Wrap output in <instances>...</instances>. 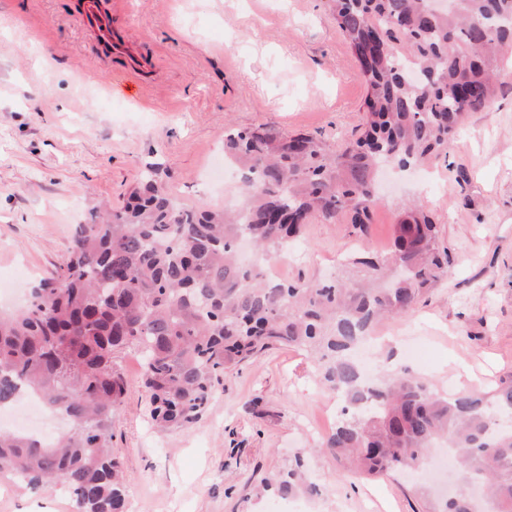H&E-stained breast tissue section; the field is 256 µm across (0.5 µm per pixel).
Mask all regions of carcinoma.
Segmentation results:
<instances>
[{"instance_id": "obj_1", "label": "carcinoma", "mask_w": 512, "mask_h": 512, "mask_svg": "<svg viewBox=\"0 0 512 512\" xmlns=\"http://www.w3.org/2000/svg\"><path fill=\"white\" fill-rule=\"evenodd\" d=\"M326 0L366 87L355 139L331 147L299 133L230 130L224 148L244 172L240 209L174 204L147 173L118 211L77 224L68 258L0 311V406L41 396L67 420L45 440L0 429V475L64 494L74 512H125L127 481L112 454V419L125 395L115 354L143 360L146 406L161 429L199 420L224 371L275 344L310 352L325 384L352 405L325 442L351 478L423 465L453 449L458 492L428 512H473L479 487L493 512H512V376L490 394L444 396L418 378L365 385L348 351L384 319L409 315L448 274L434 220L404 206L390 252L352 261L362 280L267 281L238 259L288 250L306 225L341 217L364 234L379 205L376 170H405L447 154L469 112L491 106L500 52L512 49V0ZM370 388L368 406L355 405Z\"/></svg>"}]
</instances>
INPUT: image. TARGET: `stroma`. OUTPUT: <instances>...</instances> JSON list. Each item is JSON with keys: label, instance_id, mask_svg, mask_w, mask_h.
<instances>
[{"label": "stroma", "instance_id": "35a3bbf8", "mask_svg": "<svg viewBox=\"0 0 512 512\" xmlns=\"http://www.w3.org/2000/svg\"><path fill=\"white\" fill-rule=\"evenodd\" d=\"M150 63L141 94L113 87L78 0H0V281L26 288L68 256L75 225L121 207L157 170L179 206L214 208L206 179L227 129L264 126L351 140L365 86L325 0H109ZM366 235L344 219L307 225L278 276L313 282L358 254L385 255L403 205L435 218L447 279L407 317L380 323L365 364L405 370L439 392L494 389L512 375V60L490 109L470 113L446 157L390 172ZM118 363L126 395L112 446L128 512H425L431 478H347L324 442L336 426L311 356L276 346L224 372L190 427L161 432L144 409L135 350ZM303 461L318 495L270 490ZM0 512H73L63 497L0 478Z\"/></svg>", "mask_w": 512, "mask_h": 512}]
</instances>
